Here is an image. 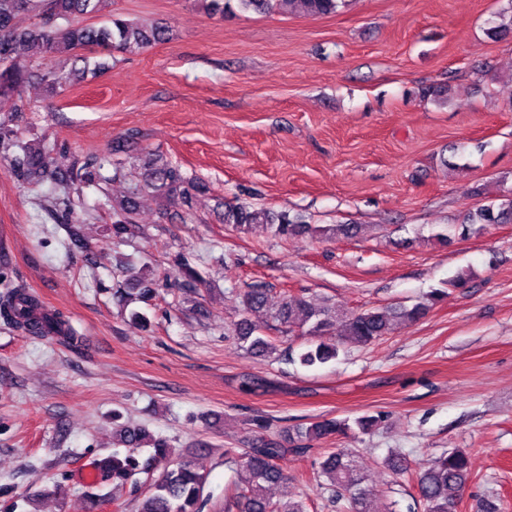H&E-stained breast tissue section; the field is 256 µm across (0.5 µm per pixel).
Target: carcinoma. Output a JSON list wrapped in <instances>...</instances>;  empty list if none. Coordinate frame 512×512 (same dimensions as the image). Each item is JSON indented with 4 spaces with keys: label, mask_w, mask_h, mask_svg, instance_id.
Returning a JSON list of instances; mask_svg holds the SVG:
<instances>
[{
    "label": "carcinoma",
    "mask_w": 512,
    "mask_h": 512,
    "mask_svg": "<svg viewBox=\"0 0 512 512\" xmlns=\"http://www.w3.org/2000/svg\"><path fill=\"white\" fill-rule=\"evenodd\" d=\"M111 0H0V99L11 102L0 107V149L16 145V135L10 127L9 113L19 111L18 101L26 83L25 73L9 65L20 50L44 60L60 47L70 49L95 46L107 54L114 50H127L133 46L145 48L168 40V28L162 25L143 27L121 18H111L100 24H83L80 19L100 13ZM243 11L266 14L285 5L300 7L310 17L337 13L348 0H236ZM32 16L36 22L23 26L21 18ZM82 66L66 70L63 66H50L42 80L52 92L66 87L75 80L96 76L104 64L90 65L83 57ZM54 147L29 144L21 147V154L10 160L18 176L27 178L38 175L41 181L59 185L65 176L52 168L51 153ZM200 185L183 176L179 166L170 162L145 160L137 176L133 177L127 196L112 211L118 220L113 225L117 234L126 225L137 223L138 198L150 193L160 198L178 197L190 207ZM512 222V192L501 195L500 203L481 205L468 211L457 230L462 238L480 233L491 224ZM224 223L234 224L245 230L254 224H263L276 235L319 234L323 236L352 237L354 224L312 226L289 218L286 213H273L266 209H250L237 204H224ZM447 292L437 289L428 295V303L412 307L369 308L355 312L324 304L315 307L311 302L295 295H286L281 302L269 309V318L294 325L308 336V349L300 355L306 366L324 364L336 358L348 342L367 344L386 335L392 321L412 323L419 320L432 304L446 297ZM267 304L266 293L259 290L244 295L245 312H256ZM0 316L23 329L35 338L60 337L74 339L71 324L62 315L43 308L39 299L24 288H10L0 295ZM260 328L242 321L235 327L236 339L246 346V351L265 357L275 350V344L266 336H259ZM336 334V338L327 336ZM351 425L345 420L323 418L306 427L296 429L295 437L288 439L289 447L263 435L254 437L250 447L242 452L224 449V461L236 467L240 492L225 500L224 508L238 512H305L300 500L274 503L266 495L269 485L287 478L282 462L289 455H301L310 450L312 441L345 434ZM121 442L126 451L112 449V453L96 462L97 487L137 484L139 476L159 471L151 479L148 491L139 500L137 512H202L207 475L194 464L175 455L162 438H149L145 430L135 426L121 427ZM150 446L144 457L136 449ZM321 485L333 497L343 496L346 512H371L368 494L363 486L364 477L358 457L348 448H338L319 462ZM470 479L469 458L460 448H454L434 458L430 465L416 475V485L424 512H457L460 492Z\"/></svg>",
    "instance_id": "1"
}]
</instances>
